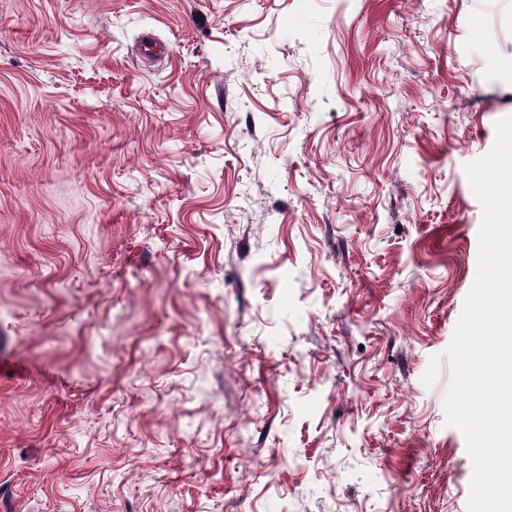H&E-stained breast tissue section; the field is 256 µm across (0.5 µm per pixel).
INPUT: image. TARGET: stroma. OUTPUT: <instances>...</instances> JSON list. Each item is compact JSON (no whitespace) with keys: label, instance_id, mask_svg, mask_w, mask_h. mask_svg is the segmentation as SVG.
Segmentation results:
<instances>
[{"label":"stroma","instance_id":"obj_1","mask_svg":"<svg viewBox=\"0 0 512 512\" xmlns=\"http://www.w3.org/2000/svg\"><path fill=\"white\" fill-rule=\"evenodd\" d=\"M509 116L512 0H0V512H467Z\"/></svg>","mask_w":512,"mask_h":512}]
</instances>
